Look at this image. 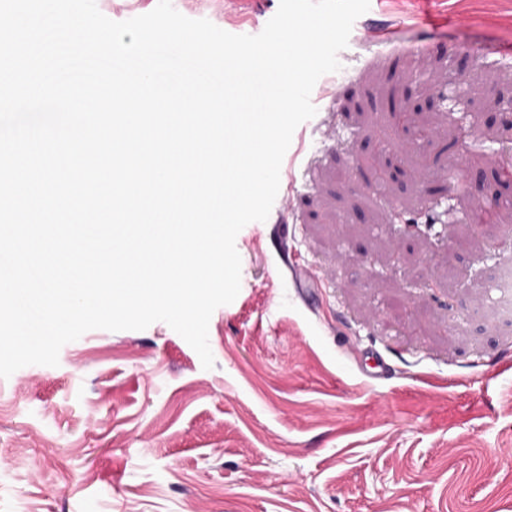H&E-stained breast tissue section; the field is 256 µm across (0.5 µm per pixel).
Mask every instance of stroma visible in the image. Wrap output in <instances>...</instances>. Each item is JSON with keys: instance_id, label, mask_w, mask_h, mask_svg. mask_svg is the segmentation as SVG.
I'll return each mask as SVG.
<instances>
[{"instance_id": "35a3bbf8", "label": "stroma", "mask_w": 512, "mask_h": 512, "mask_svg": "<svg viewBox=\"0 0 512 512\" xmlns=\"http://www.w3.org/2000/svg\"><path fill=\"white\" fill-rule=\"evenodd\" d=\"M172 4L256 35L279 0ZM338 58L213 368L156 322L0 379V512H512V0H370ZM497 310L503 321L512 322V267H503L494 277Z\"/></svg>"}]
</instances>
